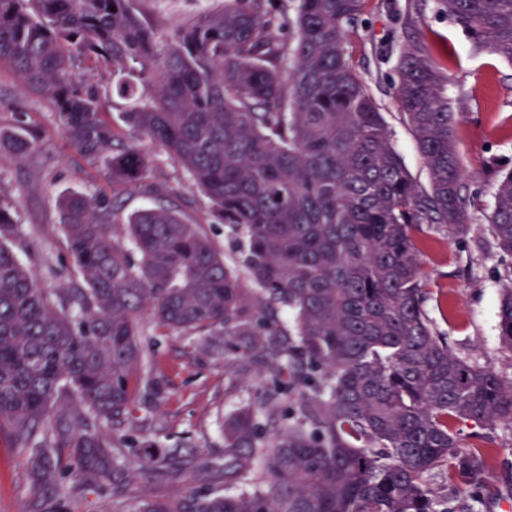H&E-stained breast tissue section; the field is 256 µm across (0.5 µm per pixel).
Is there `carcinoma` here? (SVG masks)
<instances>
[{
    "label": "carcinoma",
    "mask_w": 512,
    "mask_h": 512,
    "mask_svg": "<svg viewBox=\"0 0 512 512\" xmlns=\"http://www.w3.org/2000/svg\"><path fill=\"white\" fill-rule=\"evenodd\" d=\"M149 2L0 0V67L51 103L72 148L112 183L110 198H58L82 283L69 294L51 295L21 262L17 206L0 201V427L27 461L31 498L61 494L59 450L70 448L72 483L115 489L112 512H476L491 433L512 425V381L456 353L424 307L417 234L466 235L471 204L432 44L421 30L408 41L392 85L424 186L346 55L365 0H224L165 38ZM434 3L476 49L512 63V0ZM79 63L112 76L131 134ZM143 140L186 171L240 263L186 219L192 199L152 180ZM3 143L24 160L38 136L27 128ZM490 171L487 222L512 255V167ZM127 191L152 204L122 215ZM145 316L288 377L287 410L257 395L224 418V464L209 467L222 491L119 492L116 436L163 394L144 370ZM498 318L511 352L512 278ZM63 401L76 422L68 438L53 418ZM140 447L143 475L177 459L149 437ZM436 474L448 486L433 487Z\"/></svg>",
    "instance_id": "cac0c4a2"
}]
</instances>
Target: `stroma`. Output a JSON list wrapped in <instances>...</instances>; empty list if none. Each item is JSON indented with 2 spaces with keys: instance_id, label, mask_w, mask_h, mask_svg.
Here are the masks:
<instances>
[{
  "instance_id": "obj_1",
  "label": "stroma",
  "mask_w": 512,
  "mask_h": 512,
  "mask_svg": "<svg viewBox=\"0 0 512 512\" xmlns=\"http://www.w3.org/2000/svg\"><path fill=\"white\" fill-rule=\"evenodd\" d=\"M412 0H366L358 24L350 28L346 54L369 85L394 132L395 145L412 176L427 183V170L392 96V78L403 45L414 34L405 24ZM224 0H156L153 7L161 33L200 11L222 9ZM419 28L448 51V95L458 112V141L466 170V193L480 207L469 208L470 231L458 237L425 229L420 233L422 269L427 276L425 310L434 329L461 356L477 360L512 380V353L498 340L500 288L512 270V255L501 252L487 227L493 203L487 165L512 167V64L473 51L466 33L435 12L432 0L420 6ZM22 127L37 131L40 145L25 160L0 149V200L17 202L19 234L14 248L38 274L43 288L58 292L79 286L74 260L60 229L58 198L64 192L111 194L104 167L89 164L67 143L52 109L39 97L23 94L9 70L0 71V131ZM144 342L164 398L139 405L133 424L125 427L118 452L131 472L126 496L172 495L188 486L209 487L208 473L192 468L179 478L135 477L137 443L155 438L179 449L195 462H222L226 414L250 396L270 392L287 404L288 394L271 375L229 367V355L204 350L197 337L157 331L142 321ZM497 449L488 460L483 512H503L512 505V427L496 431ZM24 461L14 451L9 428H0V512H33L27 493Z\"/></svg>"
}]
</instances>
